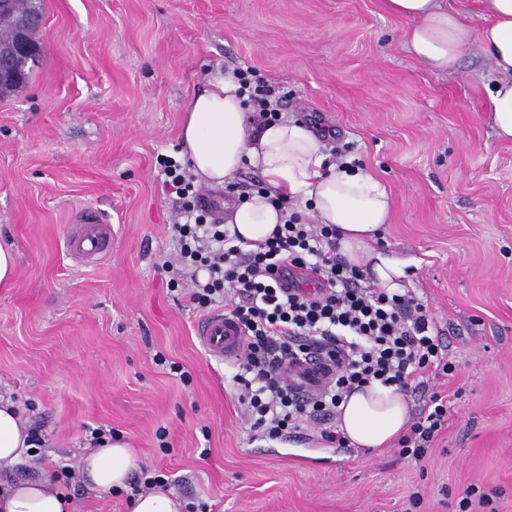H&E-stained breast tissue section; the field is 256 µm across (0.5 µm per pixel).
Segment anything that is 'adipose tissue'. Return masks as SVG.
Wrapping results in <instances>:
<instances>
[{
  "label": "adipose tissue",
  "instance_id": "ef3b65f1",
  "mask_svg": "<svg viewBox=\"0 0 512 512\" xmlns=\"http://www.w3.org/2000/svg\"><path fill=\"white\" fill-rule=\"evenodd\" d=\"M384 7L410 21L408 48L432 71H448L471 44L479 45L496 72L485 119L498 139L512 141V0H487L488 20L477 35L446 0H384ZM181 140L197 184L231 183L247 164L263 175L266 193L251 195L227 215V224L245 241H264L285 222L287 214L273 205V197L299 194L308 204L307 223L336 228L339 252L347 262L367 266L377 287L400 290L405 260L373 247L390 214L386 189L362 170L326 165L325 145L308 124H259L247 110L238 80L218 74L190 101ZM408 417L406 398L378 383L354 389L338 408L340 430L361 448L396 440ZM28 447V426L19 409L0 400V467L19 463ZM139 467L130 445L107 435L81 459L80 475L91 488L121 490ZM0 512H73V506L54 481H17L0 491Z\"/></svg>",
  "mask_w": 512,
  "mask_h": 512
}]
</instances>
